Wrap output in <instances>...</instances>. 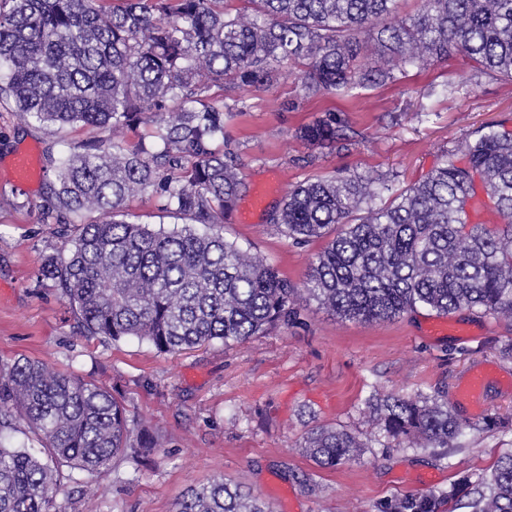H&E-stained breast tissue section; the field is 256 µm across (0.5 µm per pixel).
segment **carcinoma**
I'll use <instances>...</instances> for the list:
<instances>
[{
	"label": "carcinoma",
	"instance_id": "obj_1",
	"mask_svg": "<svg viewBox=\"0 0 512 512\" xmlns=\"http://www.w3.org/2000/svg\"><path fill=\"white\" fill-rule=\"evenodd\" d=\"M0 0V102L46 126L101 128L59 162L56 204L45 224L87 219L70 255L44 272L59 279L87 335L128 336L160 352L220 340L239 343L287 326L299 301L345 320L376 323L427 308L512 319V134L485 126L448 151L422 180L328 177L292 187L273 223L296 245L329 239L297 288L270 265L194 225L224 223L241 192L224 126V92L264 86L303 61L308 97L380 84L395 72L462 56L478 74L512 81V0ZM373 51L381 65L360 71ZM144 126L138 140L125 139ZM312 143L347 139L333 118L301 131ZM149 193L188 225L166 232L131 219L126 202ZM94 213L109 216L91 219ZM383 434L442 459L462 450L464 424L433 395H371ZM24 419L40 451L0 443V512H52L62 468L90 474L157 448L131 428L102 386L20 358L0 369V429ZM366 447L333 426L311 430L304 452L335 468ZM512 512V452L490 474L467 473L420 496L378 502L375 512ZM174 512H271L222 480L193 489Z\"/></svg>",
	"mask_w": 512,
	"mask_h": 512
}]
</instances>
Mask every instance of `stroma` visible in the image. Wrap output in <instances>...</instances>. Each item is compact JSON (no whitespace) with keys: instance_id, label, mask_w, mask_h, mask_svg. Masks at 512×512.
Instances as JSON below:
<instances>
[{"instance_id":"1","label":"stroma","mask_w":512,"mask_h":512,"mask_svg":"<svg viewBox=\"0 0 512 512\" xmlns=\"http://www.w3.org/2000/svg\"><path fill=\"white\" fill-rule=\"evenodd\" d=\"M301 67L266 86L228 92L236 110L225 142L238 158L247 203L270 186V204L323 176H389L400 190L425 177L463 139L486 125L512 130V82L474 74L460 60L408 68L386 84H362L345 94L305 96ZM345 129V148L313 146L301 128L324 113ZM82 127L57 130L22 121L0 105V368L27 357L112 390L129 419L158 428L160 446L145 465L114 460L104 474L65 472L52 493L53 512H173L192 487L217 478L239 484L273 512H373L394 495H422L421 483L447 486L463 471L483 473L512 449V434L483 430L491 415L512 416V325L476 311L450 319L470 336L428 335L434 312L418 310L379 323L348 321L317 302H302L289 327H272L239 344L220 341L176 354L148 341L116 343L83 334L79 315L43 269L68 256L80 224H46L56 184L50 158L93 139ZM34 149L41 178L14 183L9 166ZM225 239L250 249L296 287H303L325 240L293 245L269 212L231 219ZM493 365L476 393H466L472 369ZM447 393L469 426L464 445L443 460L428 450L388 445L364 413L370 395L413 398ZM346 428L367 448L335 469L303 452L308 432ZM310 477L302 484L300 475Z\"/></svg>"}]
</instances>
